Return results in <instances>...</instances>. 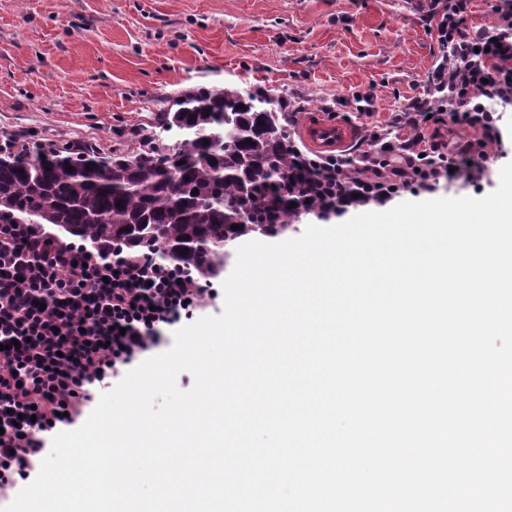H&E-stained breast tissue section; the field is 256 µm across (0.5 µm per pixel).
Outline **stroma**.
<instances>
[{
	"label": "stroma",
	"instance_id": "obj_1",
	"mask_svg": "<svg viewBox=\"0 0 512 512\" xmlns=\"http://www.w3.org/2000/svg\"><path fill=\"white\" fill-rule=\"evenodd\" d=\"M439 56L421 0H0V137L128 153L173 98L233 84L283 100L295 142L316 118L407 139L392 121ZM507 161L490 160L480 188L442 181L403 198L483 197Z\"/></svg>",
	"mask_w": 512,
	"mask_h": 512
}]
</instances>
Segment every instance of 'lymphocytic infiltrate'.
Masks as SVG:
<instances>
[{
    "mask_svg": "<svg viewBox=\"0 0 512 512\" xmlns=\"http://www.w3.org/2000/svg\"><path fill=\"white\" fill-rule=\"evenodd\" d=\"M473 0H427L443 50L425 97L395 122L411 138L363 139L358 155L297 153L327 177L331 212L358 196L383 203L440 180L481 183L487 145H502V110L512 107V0H494L497 22L468 24ZM466 126L479 143L449 149L438 129ZM218 293L190 271L150 252L91 251L42 225L0 217V494L27 482L48 435L75 422L96 391L139 356L160 347L166 330L211 306Z\"/></svg>",
    "mask_w": 512,
    "mask_h": 512,
    "instance_id": "1",
    "label": "lymphocytic infiltrate"
}]
</instances>
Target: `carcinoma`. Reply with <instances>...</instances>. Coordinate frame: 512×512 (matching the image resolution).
<instances>
[{"mask_svg": "<svg viewBox=\"0 0 512 512\" xmlns=\"http://www.w3.org/2000/svg\"><path fill=\"white\" fill-rule=\"evenodd\" d=\"M270 99L250 87L184 93L160 122L179 139L147 134L134 155L76 156L62 142L44 158L0 151V213L51 224L95 250L145 248L215 278L239 239L284 234L303 214L330 218L319 179L293 160L288 115L268 109Z\"/></svg>", "mask_w": 512, "mask_h": 512, "instance_id": "carcinoma-1", "label": "carcinoma"}]
</instances>
